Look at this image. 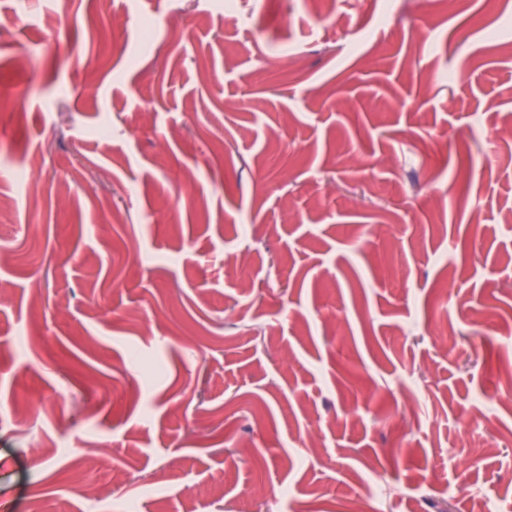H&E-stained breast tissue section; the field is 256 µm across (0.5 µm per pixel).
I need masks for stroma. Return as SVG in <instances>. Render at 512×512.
Listing matches in <instances>:
<instances>
[{"mask_svg": "<svg viewBox=\"0 0 512 512\" xmlns=\"http://www.w3.org/2000/svg\"><path fill=\"white\" fill-rule=\"evenodd\" d=\"M325 8L0 0L8 512L512 503V0Z\"/></svg>", "mask_w": 512, "mask_h": 512, "instance_id": "stroma-1", "label": "stroma"}]
</instances>
